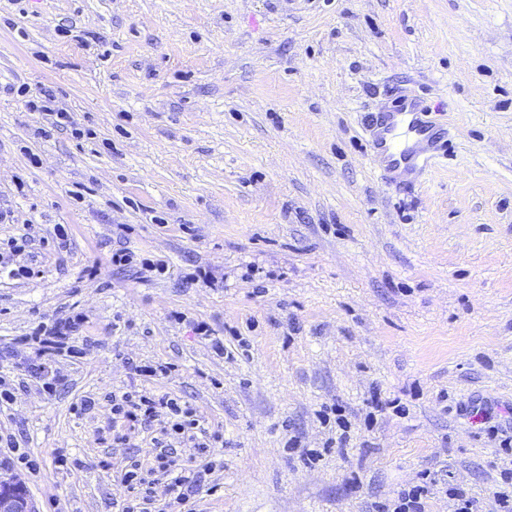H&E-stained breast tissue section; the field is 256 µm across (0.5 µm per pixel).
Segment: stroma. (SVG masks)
Returning <instances> with one entry per match:
<instances>
[{
    "mask_svg": "<svg viewBox=\"0 0 512 512\" xmlns=\"http://www.w3.org/2000/svg\"><path fill=\"white\" fill-rule=\"evenodd\" d=\"M48 88L94 138L25 106ZM399 91L448 144L411 190L381 180L363 128ZM1 208L0 241L28 224L45 239L16 258L32 277L0 280V376L18 384L0 433L37 461L1 463L0 481L36 512H118L127 450L94 430L105 394L134 389L223 433L197 512H377L414 485L426 512H452L453 484L496 512L512 466L492 434L512 408V0H0ZM121 245L169 273L112 267ZM74 315L80 354L57 356L51 395L14 364L39 322ZM86 396L98 405L75 416Z\"/></svg>",
    "mask_w": 512,
    "mask_h": 512,
    "instance_id": "1",
    "label": "stroma"
}]
</instances>
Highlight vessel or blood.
Listing matches in <instances>:
<instances>
[{
  "mask_svg": "<svg viewBox=\"0 0 512 512\" xmlns=\"http://www.w3.org/2000/svg\"><path fill=\"white\" fill-rule=\"evenodd\" d=\"M425 113L420 98L402 96L389 109L371 115L373 135L368 146L382 162V178L391 179L399 172L419 182L431 172L442 144Z\"/></svg>",
  "mask_w": 512,
  "mask_h": 512,
  "instance_id": "vessel-or-blood-1",
  "label": "vessel or blood"
}]
</instances>
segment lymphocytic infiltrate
Masks as SVG:
<instances>
[{"mask_svg":"<svg viewBox=\"0 0 512 512\" xmlns=\"http://www.w3.org/2000/svg\"><path fill=\"white\" fill-rule=\"evenodd\" d=\"M80 326L79 317L56 320L51 327L35 329L32 339L38 348L34 357L19 363L20 371L41 382L47 392L64 385L65 377L54 368L56 353L66 347ZM112 419L97 437L111 435L113 441L125 442L136 426H155L151 442L155 451L154 464L144 467L137 456H130L123 468L120 498L121 512H194V499L207 491L208 475L215 469L213 452L223 440L221 433L211 430L191 404L178 402L167 395L157 396L146 391H115L110 393ZM191 442L201 462L196 466L180 464L176 446ZM169 480L170 499L157 505L153 495L154 477Z\"/></svg>","mask_w":512,"mask_h":512,"instance_id":"lymphocytic-infiltrate-1","label":"lymphocytic infiltrate"}]
</instances>
